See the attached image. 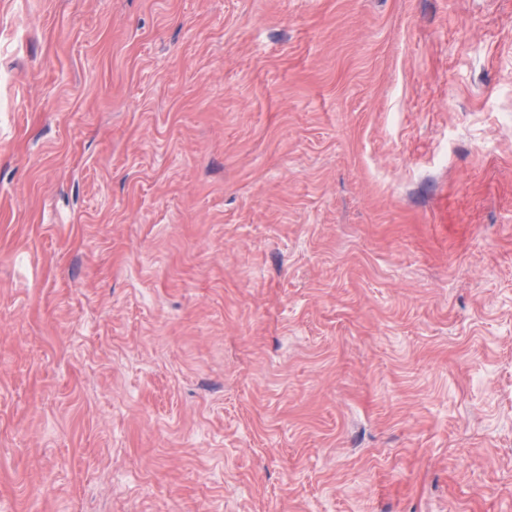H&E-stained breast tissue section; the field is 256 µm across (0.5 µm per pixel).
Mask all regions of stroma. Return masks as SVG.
Here are the masks:
<instances>
[{"label": "stroma", "instance_id": "35a3bbf8", "mask_svg": "<svg viewBox=\"0 0 512 512\" xmlns=\"http://www.w3.org/2000/svg\"><path fill=\"white\" fill-rule=\"evenodd\" d=\"M0 512H512V0H0Z\"/></svg>", "mask_w": 512, "mask_h": 512}]
</instances>
